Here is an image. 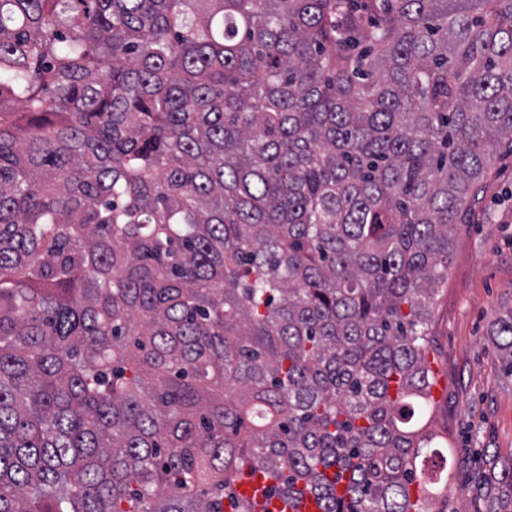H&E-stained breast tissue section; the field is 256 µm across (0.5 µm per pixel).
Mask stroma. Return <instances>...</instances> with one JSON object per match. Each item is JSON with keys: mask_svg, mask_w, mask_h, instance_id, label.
<instances>
[{"mask_svg": "<svg viewBox=\"0 0 512 512\" xmlns=\"http://www.w3.org/2000/svg\"><path fill=\"white\" fill-rule=\"evenodd\" d=\"M475 205L481 220L458 225L432 332L444 390L434 412L461 452L444 512H512V372L493 331L512 312V154L502 153Z\"/></svg>", "mask_w": 512, "mask_h": 512, "instance_id": "obj_1", "label": "stroma"}]
</instances>
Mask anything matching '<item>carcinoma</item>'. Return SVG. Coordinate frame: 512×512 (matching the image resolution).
<instances>
[{
    "mask_svg": "<svg viewBox=\"0 0 512 512\" xmlns=\"http://www.w3.org/2000/svg\"><path fill=\"white\" fill-rule=\"evenodd\" d=\"M504 147L512 0H0V512H433ZM245 469L243 476L237 481L236 489L239 496L258 503L256 512H321L314 501L313 496H307L299 507H293L288 504L285 506L278 498L271 499V505L267 506L263 511V504L267 501L265 487L267 482L260 473L246 472Z\"/></svg>",
    "mask_w": 512,
    "mask_h": 512,
    "instance_id": "1",
    "label": "carcinoma"
}]
</instances>
